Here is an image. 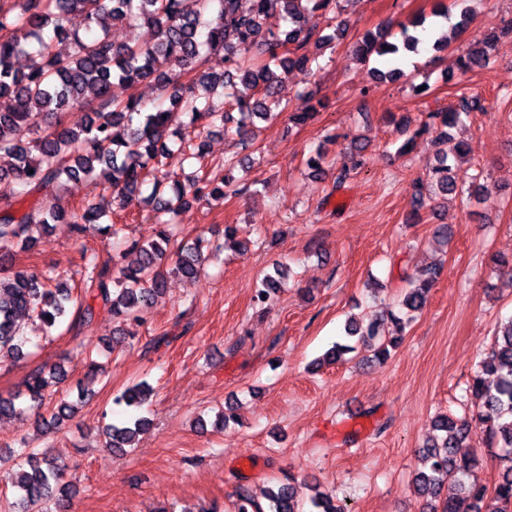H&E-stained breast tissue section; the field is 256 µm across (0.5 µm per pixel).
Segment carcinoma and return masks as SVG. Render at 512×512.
Returning <instances> with one entry per match:
<instances>
[{"instance_id":"cac0c4a2","label":"carcinoma","mask_w":512,"mask_h":512,"mask_svg":"<svg viewBox=\"0 0 512 512\" xmlns=\"http://www.w3.org/2000/svg\"><path fill=\"white\" fill-rule=\"evenodd\" d=\"M338 0H0V363L27 356L19 317H36L46 331L63 323L76 327L92 322L104 313L117 323L109 351L125 342L127 326L139 325L156 297L162 293L168 275L195 279L205 264L218 258L228 245H236L238 227L224 225V240L198 238L189 246H175V228L180 213L190 202L222 200L231 186L229 176L209 178L198 171L181 182L167 184L162 172L166 156L177 153L186 161L203 157V143H194L183 131L181 116L211 130L234 133L242 148H248V128L255 120L270 121L288 112L281 97L277 71L306 75L317 59L311 45L342 40L346 25H336L333 34L324 33V22L333 20ZM83 17L85 34L67 27L71 16ZM471 18L461 9L449 32L424 39L425 20L399 24V31L387 26L366 32L355 46L361 61L375 56L385 69L377 71L380 81L401 78V50L417 53L422 48L439 51L463 32ZM120 21L130 27L147 25L154 39L147 44H118L112 40L111 25ZM512 36V23L490 30L470 44L456 63L467 72L489 63L488 50L497 40ZM70 42L71 50L61 54L56 44ZM28 58L25 70L16 59ZM119 83L132 88L150 83L159 93L151 106L133 95L118 98L112 87ZM480 108V99L462 96L446 112L428 113V121L412 130L400 147L404 151L425 135L434 142L448 143V129L469 118ZM70 112H81L84 120L72 126L65 120ZM317 116L312 98L288 119L299 125ZM234 123L229 127L228 123ZM366 145L350 147V161L336 169V186L350 179L363 164ZM468 153L465 142L440 151L438 164L429 172L434 191L470 193L458 181L455 169ZM93 181L108 185L113 200L127 204L149 190L154 203L153 235L135 241L130 249L136 263L122 264L123 255L111 256L98 264L97 256L86 257V287L82 293L62 281L52 267L10 272L3 260L12 250H31L53 225H72L77 237L93 231L117 238L123 225L105 223L109 210L102 199L86 196L76 210L46 206L34 201L22 210H12L41 191L68 182ZM442 276V266L424 269L405 289L399 310L387 317L368 321L351 320L345 335L357 343L334 342L322 361L336 363L357 350L358 344L374 348V356L385 360L398 347L412 313L422 310L431 289ZM282 266L264 276L252 295L256 306L264 305L270 294L281 288ZM86 382L77 386V398H59L50 418L41 415L33 422L42 435L60 429L72 420L91 395L98 363L86 360ZM64 377L63 367L54 365L32 371L24 390L0 397V417L25 418L51 402L53 387ZM153 389L146 382L132 385L114 398L118 406L142 410ZM472 408L464 417L441 414L433 422L438 432L420 451L422 467L414 478V490L434 501L431 512H512V317L501 322L493 345L478 363L477 374L468 385ZM151 425L145 416L130 418L105 427L104 447L123 454L139 441ZM485 437L487 452L498 459V479L493 489L468 484L465 475L476 458H459L456 448L472 433ZM16 457L20 471L14 487L23 512H56L73 495L72 485L63 482L66 463L49 454L26 448L17 454L1 449L3 456ZM457 493L440 499L448 481ZM267 505L248 489L237 492V512H304L297 498L295 477L289 475L264 493ZM309 512H344L323 494L310 499Z\"/></svg>"}]
</instances>
